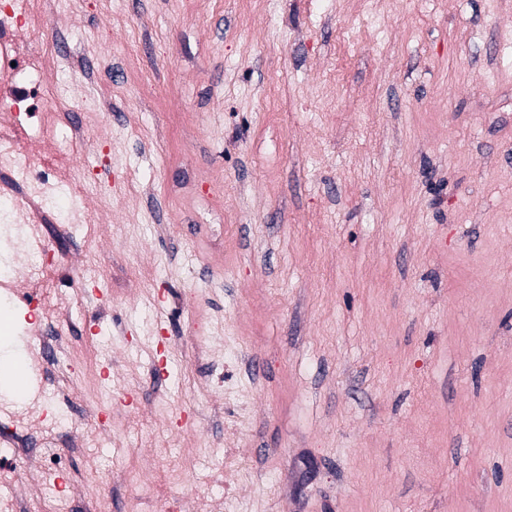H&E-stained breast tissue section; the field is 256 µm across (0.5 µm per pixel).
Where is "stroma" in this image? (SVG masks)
Returning a JSON list of instances; mask_svg holds the SVG:
<instances>
[{
    "label": "stroma",
    "instance_id": "obj_1",
    "mask_svg": "<svg viewBox=\"0 0 512 512\" xmlns=\"http://www.w3.org/2000/svg\"><path fill=\"white\" fill-rule=\"evenodd\" d=\"M251 2L54 0L24 46L78 67L0 77L19 148L70 89L54 323L0 315L68 337L83 446L0 457V512H201L230 467L235 512H512V0Z\"/></svg>",
    "mask_w": 512,
    "mask_h": 512
}]
</instances>
